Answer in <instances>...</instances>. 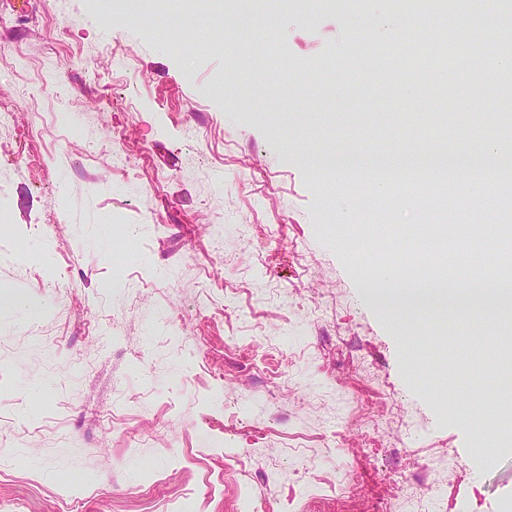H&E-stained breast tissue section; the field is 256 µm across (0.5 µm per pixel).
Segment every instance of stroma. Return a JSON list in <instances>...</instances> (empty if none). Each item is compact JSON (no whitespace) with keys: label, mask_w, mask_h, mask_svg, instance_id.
<instances>
[{"label":"stroma","mask_w":512,"mask_h":512,"mask_svg":"<svg viewBox=\"0 0 512 512\" xmlns=\"http://www.w3.org/2000/svg\"><path fill=\"white\" fill-rule=\"evenodd\" d=\"M112 2L9 0L28 71L0 67V505L347 512L319 482L349 478L374 512L445 453L436 512H512V444L492 466L473 452L485 383L448 369L483 320L397 323L364 282L442 264L415 226L467 232L498 209L406 208L396 192L418 149L482 162L512 132L468 88V53L452 83L437 65L416 82L407 34L426 18L392 0H308L277 14L271 46L231 12L106 27ZM469 15L486 45L512 28L503 0ZM48 51L69 68L43 65ZM391 54L410 67L387 73ZM54 111L81 135L61 137ZM385 417L409 423L418 456L393 458ZM335 430L339 445L318 440Z\"/></svg>","instance_id":"obj_1"}]
</instances>
